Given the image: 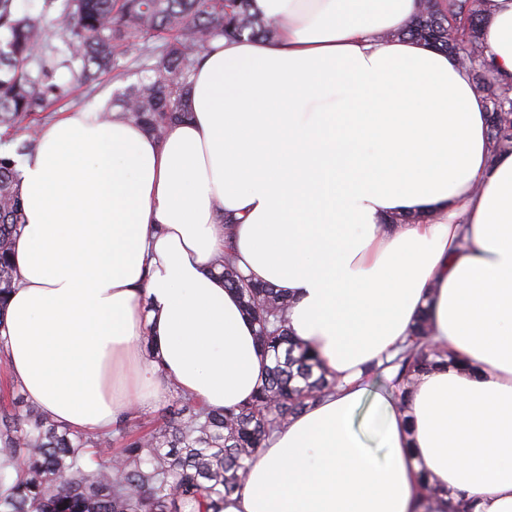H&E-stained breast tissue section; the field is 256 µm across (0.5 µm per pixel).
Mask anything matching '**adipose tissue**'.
Instances as JSON below:
<instances>
[{"label":"adipose tissue","mask_w":512,"mask_h":512,"mask_svg":"<svg viewBox=\"0 0 512 512\" xmlns=\"http://www.w3.org/2000/svg\"><path fill=\"white\" fill-rule=\"evenodd\" d=\"M252 6L273 37L213 41L163 137L71 112L18 164L11 384L81 433L172 388L247 400L270 357L213 269L229 248L339 384L223 512H424L427 485L434 512H512V152L471 70L401 37L420 0ZM481 44L512 84V0H488ZM423 315L449 364L375 394L357 431L368 366L393 374Z\"/></svg>","instance_id":"adipose-tissue-1"}]
</instances>
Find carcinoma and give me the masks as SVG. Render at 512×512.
I'll use <instances>...</instances> for the list:
<instances>
[{
    "label": "carcinoma",
    "mask_w": 512,
    "mask_h": 512,
    "mask_svg": "<svg viewBox=\"0 0 512 512\" xmlns=\"http://www.w3.org/2000/svg\"><path fill=\"white\" fill-rule=\"evenodd\" d=\"M485 2L450 0L441 10L433 0H420L400 35L452 53L448 16L483 17ZM54 3L44 0L42 13L33 15L17 0H0L1 126L45 111L77 87L118 77L133 64L141 79L116 99L112 118L160 138L168 125L189 117L190 77L212 39L274 35L251 0H64L56 11ZM47 16L64 42L62 53L42 45ZM136 47L140 54L132 60ZM63 69L69 74L64 82ZM473 79L489 93L494 147L512 151V86L495 83L485 70L473 71ZM23 223L15 162L0 155V323L15 282V240ZM214 268L253 322L265 326L258 339L271 366L253 396L217 411L184 394L163 419L132 417L97 435L61 426L11 389L13 412L0 415V512H223L224 499L242 488L265 441L335 388L336 378L290 333L287 295L245 278L228 251ZM438 357L421 320L394 360L393 385L410 387Z\"/></svg>",
    "instance_id": "cac0c4a2"
}]
</instances>
